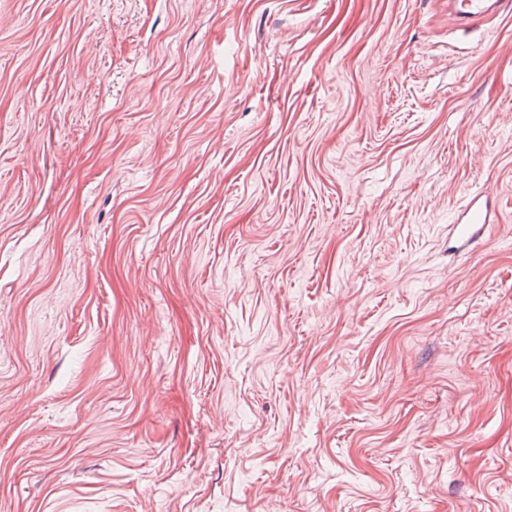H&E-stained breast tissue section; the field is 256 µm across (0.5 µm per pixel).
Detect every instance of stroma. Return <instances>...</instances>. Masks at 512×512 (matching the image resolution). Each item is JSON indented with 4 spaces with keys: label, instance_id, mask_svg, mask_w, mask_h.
Listing matches in <instances>:
<instances>
[{
    "label": "stroma",
    "instance_id": "1",
    "mask_svg": "<svg viewBox=\"0 0 512 512\" xmlns=\"http://www.w3.org/2000/svg\"><path fill=\"white\" fill-rule=\"evenodd\" d=\"M0 512H512V7L0 0ZM503 1L497 0L490 3L489 0H448V9L459 21L481 18L489 15L494 8L498 14L502 8ZM481 195L475 194L470 199L463 212L462 217L458 220L455 226V231L458 236L466 239H473V229L481 225L490 224V212L487 206L483 207L480 203Z\"/></svg>",
    "mask_w": 512,
    "mask_h": 512
}]
</instances>
